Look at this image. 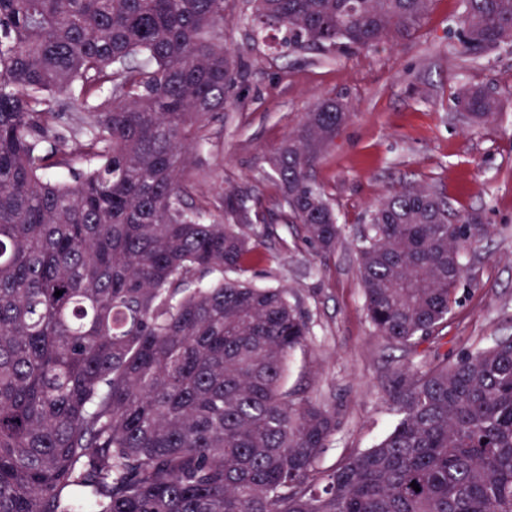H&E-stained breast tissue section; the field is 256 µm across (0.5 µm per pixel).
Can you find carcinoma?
I'll return each mask as SVG.
<instances>
[{"label":"carcinoma","instance_id":"obj_1","mask_svg":"<svg viewBox=\"0 0 512 512\" xmlns=\"http://www.w3.org/2000/svg\"><path fill=\"white\" fill-rule=\"evenodd\" d=\"M428 2L248 0L244 20L288 51H368ZM505 42L512 0H463L460 52ZM238 71L224 0H0V512H512L511 336L412 369L389 432L320 470L336 412L284 385L308 321L224 277L259 256L245 201L193 200ZM458 103L477 125L499 109ZM346 119L316 103L271 158L322 253L342 228L311 171ZM490 234L424 186L380 201L357 244L376 334L445 339Z\"/></svg>","mask_w":512,"mask_h":512}]
</instances>
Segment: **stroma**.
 I'll list each match as a JSON object with an SVG mask.
<instances>
[{"instance_id": "stroma-1", "label": "stroma", "mask_w": 512, "mask_h": 512, "mask_svg": "<svg viewBox=\"0 0 512 512\" xmlns=\"http://www.w3.org/2000/svg\"><path fill=\"white\" fill-rule=\"evenodd\" d=\"M246 0H226L224 43L241 62L213 146L197 160L196 190L214 208L234 189L257 204L260 258L246 273L261 287L286 286L309 319L311 336L288 363V390L336 412L337 431L319 466L330 471L393 425L392 392L405 367L461 354L512 336V44L466 58L457 51L461 0H430L410 34L370 52H282L278 31L253 40ZM487 87L496 120L469 123L461 88ZM349 113L313 178L343 227L335 251L320 254L299 225L286 223L267 163L306 112L323 98ZM419 184L452 208L495 229L471 251L446 338L414 351L378 337L364 309L357 237L388 192Z\"/></svg>"}]
</instances>
